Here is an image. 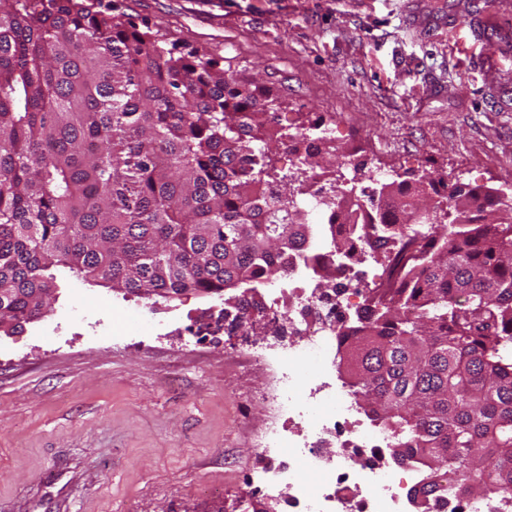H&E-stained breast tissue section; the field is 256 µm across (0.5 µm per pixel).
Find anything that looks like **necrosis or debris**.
<instances>
[{
  "instance_id": "1",
  "label": "necrosis or debris",
  "mask_w": 512,
  "mask_h": 512,
  "mask_svg": "<svg viewBox=\"0 0 512 512\" xmlns=\"http://www.w3.org/2000/svg\"><path fill=\"white\" fill-rule=\"evenodd\" d=\"M318 219V241L295 253L287 272L257 282L258 287L277 290L267 311L287 323L293 337L277 354L283 367L282 388L272 402L278 414L299 420L306 429L296 440L271 427L265 446L289 451L286 465L275 474L288 490V512H404V495L393 467L378 461L387 446L384 432L361 419L349 385H330L321 367L325 337L337 335L353 305L347 297L325 296L314 284L320 265L336 259L325 245L330 237L328 218L322 213ZM313 401L324 403V411L305 412V404ZM331 446L338 447V454L327 455ZM311 472L322 476L312 493L303 481Z\"/></svg>"
}]
</instances>
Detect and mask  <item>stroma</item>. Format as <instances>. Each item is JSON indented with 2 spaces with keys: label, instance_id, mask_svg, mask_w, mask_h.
<instances>
[{
  "label": "stroma",
  "instance_id": "35a3bbf8",
  "mask_svg": "<svg viewBox=\"0 0 512 512\" xmlns=\"http://www.w3.org/2000/svg\"><path fill=\"white\" fill-rule=\"evenodd\" d=\"M166 41L279 96L389 178L512 197V0H118ZM219 295L168 301L62 273L54 311L0 336V512H253L284 462L260 439L271 322L219 330Z\"/></svg>",
  "mask_w": 512,
  "mask_h": 512
}]
</instances>
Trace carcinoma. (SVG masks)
Segmentation results:
<instances>
[{"mask_svg": "<svg viewBox=\"0 0 512 512\" xmlns=\"http://www.w3.org/2000/svg\"><path fill=\"white\" fill-rule=\"evenodd\" d=\"M275 101L116 0H0V323L39 317L64 270L147 298L286 270L315 227L274 157L340 168L356 149L271 127ZM394 184L331 205L336 256L359 265L362 236L395 272L356 311L339 368L391 461L422 471L418 512L444 492L493 499L512 492V216L490 188ZM443 190L451 219L392 260ZM224 309L260 302L247 288Z\"/></svg>", "mask_w": 512, "mask_h": 512, "instance_id": "carcinoma-1", "label": "carcinoma"}]
</instances>
